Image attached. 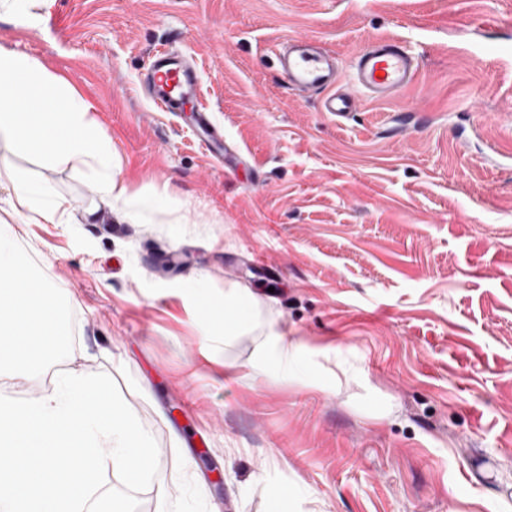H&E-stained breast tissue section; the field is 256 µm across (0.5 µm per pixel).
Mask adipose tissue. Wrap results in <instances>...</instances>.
<instances>
[{
    "label": "adipose tissue",
    "mask_w": 512,
    "mask_h": 512,
    "mask_svg": "<svg viewBox=\"0 0 512 512\" xmlns=\"http://www.w3.org/2000/svg\"><path fill=\"white\" fill-rule=\"evenodd\" d=\"M0 140L44 156L50 163L88 166L98 173L102 204L121 205L126 218L138 221L164 209L162 196L132 193L112 170L111 142L90 115V106L38 61L0 50ZM15 193L14 212L34 213L48 224L64 223L72 204L48 187L0 171ZM57 298L44 282L17 261L14 238L0 233V374L13 364L39 369L57 348L64 330ZM228 313L225 335L251 324L255 300L248 289L225 290L223 306H212L211 317Z\"/></svg>",
    "instance_id": "ef3b65f1"
}]
</instances>
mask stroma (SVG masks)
Returning a JSON list of instances; mask_svg holds the SVG:
<instances>
[{
    "label": "stroma",
    "mask_w": 512,
    "mask_h": 512,
    "mask_svg": "<svg viewBox=\"0 0 512 512\" xmlns=\"http://www.w3.org/2000/svg\"><path fill=\"white\" fill-rule=\"evenodd\" d=\"M291 37L345 83L404 39L419 75L338 120L280 74ZM0 49L75 89L120 179L168 198L132 224L93 169L0 142V168L75 205L17 243L65 334L0 394L110 375L158 444L139 512H270L285 488L287 512H512V0H0ZM160 49L196 61L236 164L143 93ZM196 284L248 288L259 327L208 335ZM270 331L302 347L290 377L253 368Z\"/></svg>",
    "instance_id": "1"
}]
</instances>
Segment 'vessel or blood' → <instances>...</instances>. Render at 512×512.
Listing matches in <instances>:
<instances>
[{
    "label": "vessel or blood",
    "instance_id": "b4317fda",
    "mask_svg": "<svg viewBox=\"0 0 512 512\" xmlns=\"http://www.w3.org/2000/svg\"><path fill=\"white\" fill-rule=\"evenodd\" d=\"M279 70L289 88L317 97L323 111L338 118L349 117L357 109L358 96L372 101H390L414 83L418 76V56L402 39H377L360 50L351 65L356 94L336 88V66L331 54L313 42H283L276 54ZM199 74L195 62L172 51L157 52L144 76V86L154 105L164 112L183 111L194 96ZM205 132V146L213 156L237 154L236 145L214 131L206 111L196 117Z\"/></svg>",
    "mask_w": 512,
    "mask_h": 512
}]
</instances>
